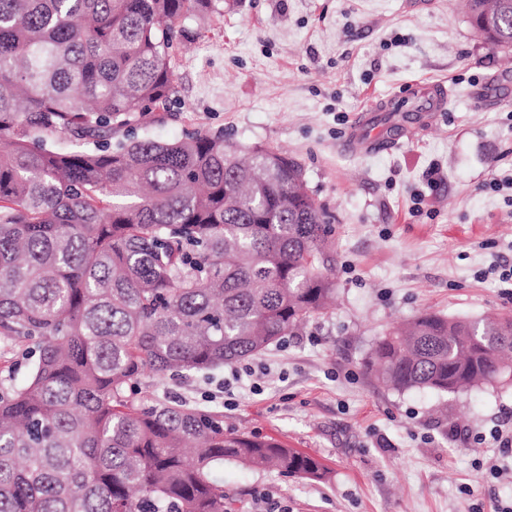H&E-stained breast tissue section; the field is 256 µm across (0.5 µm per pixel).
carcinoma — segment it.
Here are the masks:
<instances>
[{"instance_id": "obj_1", "label": "carcinoma", "mask_w": 512, "mask_h": 512, "mask_svg": "<svg viewBox=\"0 0 512 512\" xmlns=\"http://www.w3.org/2000/svg\"><path fill=\"white\" fill-rule=\"evenodd\" d=\"M223 9L0 0V336L33 357L0 394V512H234L227 461L326 478L318 458L228 432L217 412L131 399L147 370L262 354L336 294L332 216L294 159L206 133L112 143L174 93L181 22ZM465 9L512 49V0ZM365 366L399 392L512 380V315L420 314Z\"/></svg>"}]
</instances>
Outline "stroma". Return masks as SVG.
I'll use <instances>...</instances> for the list:
<instances>
[{"label":"stroma","instance_id":"stroma-1","mask_svg":"<svg viewBox=\"0 0 512 512\" xmlns=\"http://www.w3.org/2000/svg\"><path fill=\"white\" fill-rule=\"evenodd\" d=\"M185 26L172 100L135 123V138L202 130L295 159L334 218L336 303L255 358L182 378L145 373L137 400L218 412L225 427L328 469L317 482L225 463L218 476L237 512L512 506V447L491 435L512 428V381L400 393L364 366L379 336L418 314L512 312L490 273L512 261V50L478 38L462 0H224ZM420 84L447 89L446 112L379 153L343 149L367 104L402 106ZM432 166L443 179L430 188ZM29 364L26 343L0 336V389ZM246 368L253 378L237 379Z\"/></svg>","mask_w":512,"mask_h":512}]
</instances>
